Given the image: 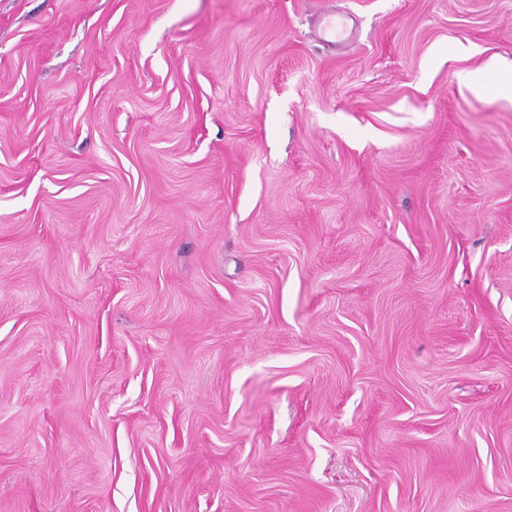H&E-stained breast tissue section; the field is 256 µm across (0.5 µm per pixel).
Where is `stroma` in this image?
Masks as SVG:
<instances>
[{
  "label": "stroma",
  "instance_id": "1",
  "mask_svg": "<svg viewBox=\"0 0 512 512\" xmlns=\"http://www.w3.org/2000/svg\"><path fill=\"white\" fill-rule=\"evenodd\" d=\"M511 67L512 0H0V512H512Z\"/></svg>",
  "mask_w": 512,
  "mask_h": 512
}]
</instances>
